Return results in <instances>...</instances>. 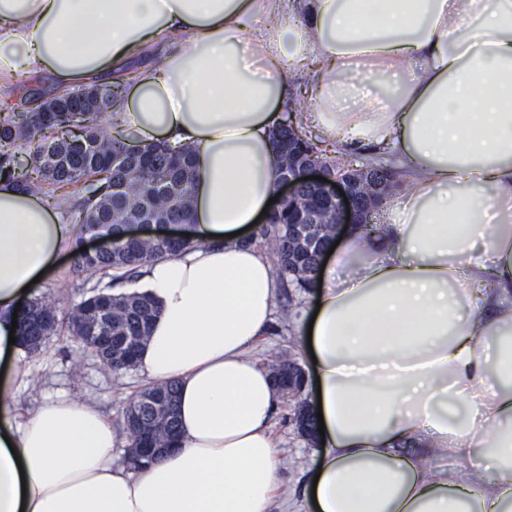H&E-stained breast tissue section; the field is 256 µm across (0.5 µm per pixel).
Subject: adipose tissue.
Listing matches in <instances>:
<instances>
[{
	"label": "adipose tissue",
	"mask_w": 512,
	"mask_h": 512,
	"mask_svg": "<svg viewBox=\"0 0 512 512\" xmlns=\"http://www.w3.org/2000/svg\"><path fill=\"white\" fill-rule=\"evenodd\" d=\"M114 71L113 126L195 153L194 245L139 286L159 314L137 367L176 383L177 442L133 471L83 400L15 414L14 309L76 233L2 176L0 512H269L276 392L252 351L279 276L242 230L276 194L271 132L297 81L303 126L405 173L300 316L326 426L313 512H512V0H0V101L22 75Z\"/></svg>",
	"instance_id": "ef3b65f1"
}]
</instances>
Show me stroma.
I'll list each match as a JSON object with an SVG mask.
<instances>
[{
	"label": "stroma",
	"mask_w": 512,
	"mask_h": 512,
	"mask_svg": "<svg viewBox=\"0 0 512 512\" xmlns=\"http://www.w3.org/2000/svg\"><path fill=\"white\" fill-rule=\"evenodd\" d=\"M89 289L73 271L71 255L61 256L56 268L33 289L32 298L57 306L59 326L34 353L24 352L18 364L27 377L15 385V401L22 411L34 412L49 397H88L111 417L115 429H123L129 401L147 381L138 369L113 372L106 369L92 352L78 349L67 322L74 304L88 295ZM310 292L297 288L278 291L274 320L254 352L263 364L289 356L308 366L309 355L303 346L295 312L309 307ZM293 400L277 399L273 429L278 438L276 478L278 492L270 512H307L303 491L310 475L311 461L319 448L301 437L292 422Z\"/></svg>",
	"instance_id": "1"
}]
</instances>
